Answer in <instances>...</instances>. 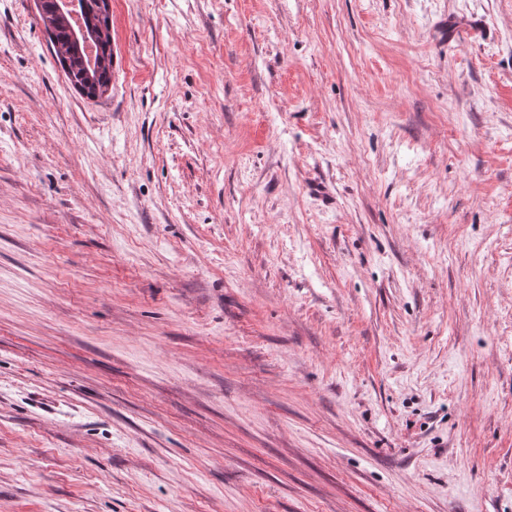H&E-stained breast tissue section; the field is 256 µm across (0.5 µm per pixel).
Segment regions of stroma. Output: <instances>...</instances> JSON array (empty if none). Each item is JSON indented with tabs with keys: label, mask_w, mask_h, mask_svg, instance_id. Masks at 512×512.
<instances>
[{
	"label": "stroma",
	"mask_w": 512,
	"mask_h": 512,
	"mask_svg": "<svg viewBox=\"0 0 512 512\" xmlns=\"http://www.w3.org/2000/svg\"><path fill=\"white\" fill-rule=\"evenodd\" d=\"M0 0V512H512V0ZM38 0V13L43 21L51 46L68 81L82 96H102L112 81L111 13L109 0ZM78 13L82 24L77 25L71 15ZM91 43L95 48L88 49Z\"/></svg>",
	"instance_id": "35a3bbf8"
}]
</instances>
